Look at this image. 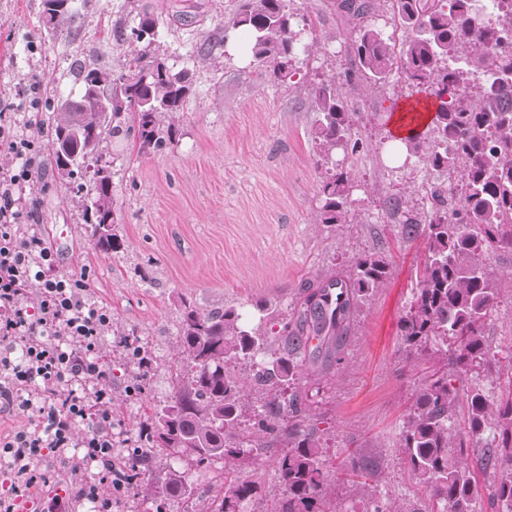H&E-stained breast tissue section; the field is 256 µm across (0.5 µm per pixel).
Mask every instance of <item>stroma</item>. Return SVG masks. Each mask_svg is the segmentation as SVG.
Returning a JSON list of instances; mask_svg holds the SVG:
<instances>
[{"label": "stroma", "instance_id": "1", "mask_svg": "<svg viewBox=\"0 0 512 512\" xmlns=\"http://www.w3.org/2000/svg\"><path fill=\"white\" fill-rule=\"evenodd\" d=\"M147 2L162 14L168 63L190 69L193 86L173 145L146 157L128 149L114 162L119 248L96 247L59 179L44 176L22 192L24 220L56 252L59 270L88 274L91 300L112 313L101 347L112 361L109 385L120 430L135 436L145 408L172 392L170 367L181 359V300L202 310L233 305L255 320L259 305L290 303L307 281L330 277L376 250L390 261L387 284L360 303L339 358L315 360L299 388L326 442L329 468L346 449L357 450L380 467V491L415 503L421 495L398 449L399 434L431 360H404L398 324L424 245L403 237L389 219V203L401 197L421 205L424 173L415 161L397 164L384 151L390 112L409 102L410 87L397 74L385 86L359 87L352 135L362 148L336 157L352 171L357 218L320 224L321 170L312 140L318 114L308 86L345 71L352 27L329 10L328 0H290L316 43L297 60L292 81L280 85L253 60L244 31L225 33L235 0ZM76 3L82 29L74 42L47 32L41 0H0V113L6 120L32 114L45 91L77 97L80 86L65 72L82 52L97 50L114 68L121 63L124 45L104 40L103 31L126 11V0ZM221 33L228 39L217 63L202 60L200 44ZM131 332L146 337L153 351L154 368L144 377L125 361L124 338ZM486 334L502 355L500 389L511 390L512 290L501 294ZM135 385L145 389L138 400L127 396ZM93 480L85 470L63 481L45 476L30 490V512L50 497L77 500Z\"/></svg>", "mask_w": 512, "mask_h": 512}]
</instances>
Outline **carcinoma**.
<instances>
[{
    "label": "carcinoma",
    "instance_id": "cac0c4a2",
    "mask_svg": "<svg viewBox=\"0 0 512 512\" xmlns=\"http://www.w3.org/2000/svg\"><path fill=\"white\" fill-rule=\"evenodd\" d=\"M41 0L45 25L76 34L81 15L74 0ZM378 0H338L336 10L352 21L356 38L349 46L344 82L332 77L310 85L319 118L314 152L322 173L319 224H353L351 175L336 166V153L355 154L352 112L341 84L381 86L395 72L416 85L433 84L437 106L427 130L406 140V158L427 172L457 176L460 194L443 181L422 186L426 205L415 208L392 200L394 222L409 240L421 238L425 260L416 270V288L399 320L407 355L432 353L438 369L415 387L403 418L399 448L414 484L426 495L423 507L379 503L374 512H477L479 475H494L493 498L499 512H512V391L495 397L492 386H456L473 374L492 371L496 352L486 328L503 290V281L486 264L500 251H512V55L492 57L497 28L472 19V0H389L392 26L408 33L400 47L384 29L367 23ZM134 21L119 18L111 32L127 44L121 70L97 63L94 54L75 59L67 75L81 84L76 105L54 98L31 125L44 142L46 162L81 201V221L105 251L119 246L115 233L112 171L94 178L98 159L114 164L112 141L129 140L137 154L161 151L176 140V115L184 111L192 88L190 71L167 64L160 52V19L140 4ZM232 26L248 31L255 61L272 80L286 84L293 63L308 51L297 39L300 17L286 0H238ZM459 53L465 65L451 68ZM494 67L496 79L472 93L463 90L469 74ZM92 89L112 91L104 111ZM389 264L383 253L359 255L344 274L328 278L341 292L334 306L322 302L321 280L308 281L291 308L266 304L259 323L241 322L234 306L204 311L183 302L179 333L185 363L176 369L173 393L150 407V423L136 435L131 461L122 473L134 488H145L146 502L161 512V501L194 500L189 472L168 462L156 474L155 448L178 462H191L210 474L214 512H246L261 493L255 466L268 451L280 494L265 512H337L333 503L336 472L326 468L317 425L296 385L307 363L339 352L359 302L383 287ZM279 325L269 336L263 321ZM317 339L311 345V339ZM252 364L248 379L241 366ZM476 458L479 466L471 464ZM221 461L224 474L211 466ZM343 471L359 473L364 501L377 498L378 466L359 453L343 460Z\"/></svg>",
    "mask_w": 512,
    "mask_h": 512
}]
</instances>
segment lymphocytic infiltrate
Here are the masks:
<instances>
[{
	"label": "lymphocytic infiltrate",
	"mask_w": 512,
	"mask_h": 512,
	"mask_svg": "<svg viewBox=\"0 0 512 512\" xmlns=\"http://www.w3.org/2000/svg\"><path fill=\"white\" fill-rule=\"evenodd\" d=\"M0 145L16 160L0 170V407L30 419L28 428L0 439V512H18L42 476L40 459L66 456L81 422L89 430L75 464L97 466L99 484L122 492L110 365L101 351L111 313L89 300L87 275L60 273L45 242L21 229L16 193L33 178L34 140L0 125ZM99 484L83 488V496L97 498Z\"/></svg>",
	"instance_id": "obj_1"
}]
</instances>
